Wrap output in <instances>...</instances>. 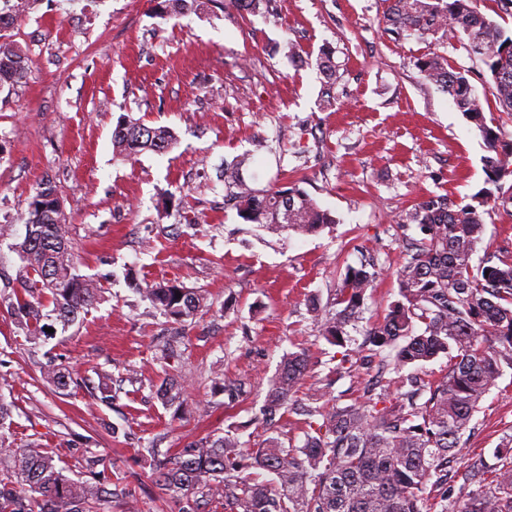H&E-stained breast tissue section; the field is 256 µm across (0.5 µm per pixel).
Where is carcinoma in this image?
<instances>
[{"label": "carcinoma", "instance_id": "cac0c4a2", "mask_svg": "<svg viewBox=\"0 0 512 512\" xmlns=\"http://www.w3.org/2000/svg\"><path fill=\"white\" fill-rule=\"evenodd\" d=\"M198 3L164 0V12L177 16ZM265 5L267 0L225 2L242 14H258ZM386 22L420 35L458 29L469 54L487 67L501 106L512 112V35L487 20L477 0H393ZM415 67L476 123L487 150V179L468 203L433 194L402 219L416 225L421 238L404 246L397 295L364 333L374 351L390 349L378 363L380 392L343 406L299 401L308 356L303 350L286 354L260 414L269 425L286 412L303 416V440L286 446L269 436L254 450L234 426L162 458L149 449L155 495L177 512H512V433L500 438L494 463L481 453H464L480 403L512 370V255L472 263L484 233V207L512 210V185L503 183L512 177V139L503 140L486 123L466 72L448 70L436 52L418 58ZM28 69V57L0 34V89L21 82ZM175 142L172 130L129 119L112 131L113 146L124 157L165 153ZM227 196L241 219L268 232L316 235L333 223L296 183L254 189L234 180ZM25 227L19 250L26 279L8 308L37 341L48 315L72 325L100 289L75 273L63 202L51 180L35 189ZM376 274L365 265L346 269L336 287L339 309L319 321L330 344L352 341L346 327L362 319ZM136 291L176 321L204 306L201 292L176 284L146 282ZM43 294L52 306L48 315L44 304L31 301ZM441 356L447 370L432 379L424 364ZM407 367L413 371L405 374ZM391 372L397 381L385 378ZM184 392L183 381L167 377L157 396L167 407ZM455 480L465 490L459 505L448 498V483ZM114 499L128 507L137 502L119 477L96 472L75 480L47 449L15 447L0 435V512H111Z\"/></svg>", "mask_w": 512, "mask_h": 512}]
</instances>
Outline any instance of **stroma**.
Here are the masks:
<instances>
[{"instance_id":"obj_1","label":"stroma","mask_w":512,"mask_h":512,"mask_svg":"<svg viewBox=\"0 0 512 512\" xmlns=\"http://www.w3.org/2000/svg\"><path fill=\"white\" fill-rule=\"evenodd\" d=\"M390 0H270L240 14L203 0L164 17L158 0H31L5 35L29 55L27 77L0 91V278L24 273L15 250L29 201L52 178L63 201L77 272L92 278L98 303L83 321L31 343L0 287V402L11 411L5 437L40 444L59 466L85 475L82 461L135 488L141 512H163L149 494L139 449L172 451L255 419L282 357L305 349L311 371L300 398L348 404L377 381L363 345L365 322L397 293L396 272L415 229L400 220L431 194L461 200L486 175L484 140L448 94L424 79L417 58L435 51L464 69L488 125L512 138L484 63L454 30L397 35L383 23ZM293 43L302 60L283 51ZM331 52L336 106L316 61ZM170 128L162 154H116L121 117ZM251 187L301 180L335 219L316 235H277L226 206L222 172ZM473 256L512 252V215L495 208ZM374 265L366 319L341 348L320 336L310 313L333 307L347 267ZM200 291L206 306L185 325L169 322L135 283ZM54 361L67 389L43 380ZM346 373L332 376L337 363ZM186 383L181 403L155 396L165 374ZM242 379L236 401L212 388L216 374ZM117 396L101 400L102 388ZM467 446L492 455L512 428V372L486 396Z\"/></svg>"}]
</instances>
